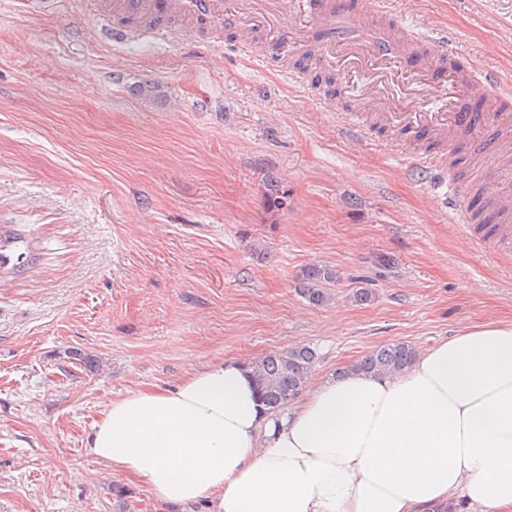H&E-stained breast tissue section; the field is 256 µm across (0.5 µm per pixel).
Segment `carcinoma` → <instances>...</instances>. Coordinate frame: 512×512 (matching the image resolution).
<instances>
[{
	"instance_id": "cac0c4a2",
	"label": "carcinoma",
	"mask_w": 512,
	"mask_h": 512,
	"mask_svg": "<svg viewBox=\"0 0 512 512\" xmlns=\"http://www.w3.org/2000/svg\"><path fill=\"white\" fill-rule=\"evenodd\" d=\"M269 208L288 207V191L273 188L266 194ZM340 280L335 267L311 264L301 271L299 293L312 305L324 306L332 298L330 286ZM418 350L406 342L384 344L371 350L349 368L367 374H394L408 368ZM315 361L314 353L305 348L281 355H270L249 364L261 398L271 410L288 404L303 389Z\"/></svg>"
}]
</instances>
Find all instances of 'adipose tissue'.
<instances>
[{"label": "adipose tissue", "instance_id": "obj_1", "mask_svg": "<svg viewBox=\"0 0 512 512\" xmlns=\"http://www.w3.org/2000/svg\"><path fill=\"white\" fill-rule=\"evenodd\" d=\"M88 454L208 512H512V320L459 329L394 376L313 380L279 411L247 365L113 399Z\"/></svg>", "mask_w": 512, "mask_h": 512}]
</instances>
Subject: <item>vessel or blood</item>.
Masks as SVG:
<instances>
[{
  "label": "vessel or blood",
  "mask_w": 512,
  "mask_h": 512,
  "mask_svg": "<svg viewBox=\"0 0 512 512\" xmlns=\"http://www.w3.org/2000/svg\"><path fill=\"white\" fill-rule=\"evenodd\" d=\"M393 3L372 0L358 10L351 0H112L111 14L97 15L96 26L103 37L122 42L135 33L114 20L134 16L162 43L171 37L166 17L179 12L237 33L239 56L262 63L316 39L320 59L346 92L377 97L383 127L450 145L467 134L485 210L477 216L460 208L455 221L498 225L492 238L476 239L474 247L512 251V161L506 158L512 148V86L477 64L459 72L458 56L439 50L432 22L407 24ZM477 86L493 111L469 108ZM339 124L353 138L367 134L351 108H340Z\"/></svg>",
  "instance_id": "obj_1"
}]
</instances>
